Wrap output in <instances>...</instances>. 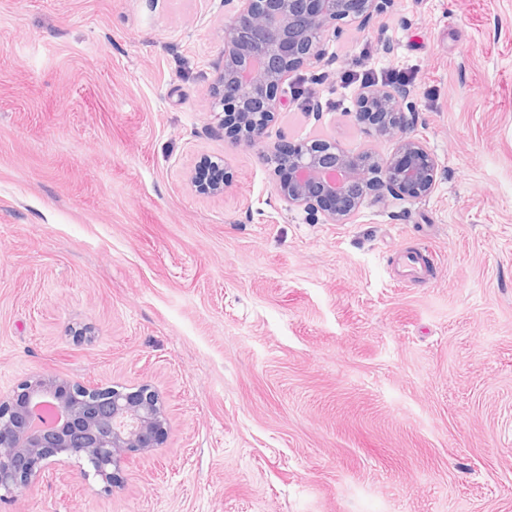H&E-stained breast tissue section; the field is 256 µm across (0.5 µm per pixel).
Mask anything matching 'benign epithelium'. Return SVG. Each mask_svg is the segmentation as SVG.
<instances>
[{
  "label": "benign epithelium",
  "instance_id": "7a95c632",
  "mask_svg": "<svg viewBox=\"0 0 512 512\" xmlns=\"http://www.w3.org/2000/svg\"><path fill=\"white\" fill-rule=\"evenodd\" d=\"M376 0H224L234 5L224 25V64L209 88L212 108L220 109L221 128L238 142L255 147L277 110L288 106L284 84L299 67L320 58L322 46L338 25L363 22ZM402 88L375 85L356 98L357 121L374 135L397 141L393 156L374 164L328 139L284 141L262 150L278 177L277 195L291 207L330 224L348 220L368 198L420 199L437 181L436 158L419 139L406 135L412 108ZM208 176L190 182L202 194L222 196L224 159L203 156ZM48 398L62 420H44ZM169 422L159 395L146 386L125 392L87 387L52 374L35 375L13 395L0 398V500L29 488L50 466L76 459L81 475L109 491L130 460L159 447Z\"/></svg>",
  "mask_w": 512,
  "mask_h": 512
}]
</instances>
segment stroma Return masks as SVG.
<instances>
[{
  "label": "stroma",
  "instance_id": "1",
  "mask_svg": "<svg viewBox=\"0 0 512 512\" xmlns=\"http://www.w3.org/2000/svg\"><path fill=\"white\" fill-rule=\"evenodd\" d=\"M377 6L285 84L321 120L291 101L265 141L389 158L364 64L437 184L325 224L210 110L224 0H0V397L50 373L169 418L112 490L52 468L0 512H512V0ZM205 154L223 196L188 181ZM400 257L403 268V277H406L407 279H418L422 281L425 279L424 267L426 264L422 258H426L429 262L427 257L406 250L401 252Z\"/></svg>",
  "mask_w": 512,
  "mask_h": 512
}]
</instances>
